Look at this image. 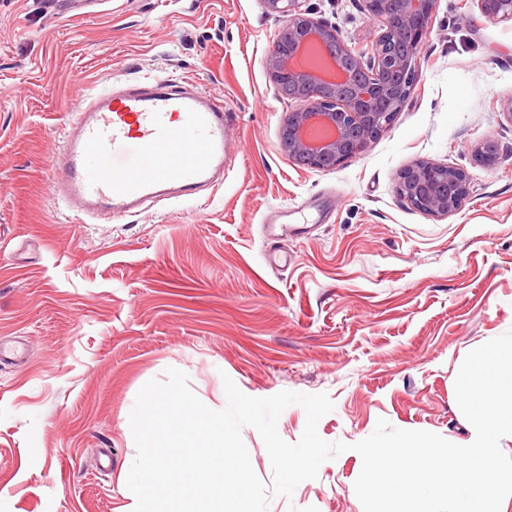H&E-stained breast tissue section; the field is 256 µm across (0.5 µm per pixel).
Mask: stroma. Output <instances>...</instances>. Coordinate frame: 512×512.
<instances>
[{
	"label": "stroma",
	"instance_id": "1",
	"mask_svg": "<svg viewBox=\"0 0 512 512\" xmlns=\"http://www.w3.org/2000/svg\"><path fill=\"white\" fill-rule=\"evenodd\" d=\"M0 0V512H124L136 456L125 414L149 380L184 371L221 406L328 393L318 423L356 443L378 419L450 442L466 354L512 331V20L438 0L419 79L362 155L330 171L280 147L292 104L267 72L282 25L261 0ZM352 44L379 24L359 0H311ZM192 81L226 107L228 169L212 195L81 224L53 194L68 122L117 82ZM496 140L487 168L475 145ZM418 159L465 169L437 218L397 176ZM283 211L291 231L268 240ZM362 459L325 461L268 512H363Z\"/></svg>",
	"mask_w": 512,
	"mask_h": 512
}]
</instances>
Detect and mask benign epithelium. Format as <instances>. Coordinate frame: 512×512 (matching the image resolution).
Returning a JSON list of instances; mask_svg holds the SVG:
<instances>
[{"label": "benign epithelium", "instance_id": "benign-epithelium-1", "mask_svg": "<svg viewBox=\"0 0 512 512\" xmlns=\"http://www.w3.org/2000/svg\"><path fill=\"white\" fill-rule=\"evenodd\" d=\"M282 19L268 57L270 80L299 106L286 113L282 150L296 165L331 170L366 152L406 105L419 76V49L437 0H362L380 23L366 49L346 42L338 28L316 17L310 0H261ZM489 19H512V0H479ZM488 140L475 149L485 165L498 159ZM467 172L417 160L399 174L398 195L439 218L458 212L469 195Z\"/></svg>", "mask_w": 512, "mask_h": 512}]
</instances>
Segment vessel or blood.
Returning <instances> with one entry per match:
<instances>
[{"instance_id": "b4317fda", "label": "vessel or blood", "mask_w": 512, "mask_h": 512, "mask_svg": "<svg viewBox=\"0 0 512 512\" xmlns=\"http://www.w3.org/2000/svg\"><path fill=\"white\" fill-rule=\"evenodd\" d=\"M224 107L153 79L90 95L67 128L54 193L84 223L197 197L224 183Z\"/></svg>"}]
</instances>
